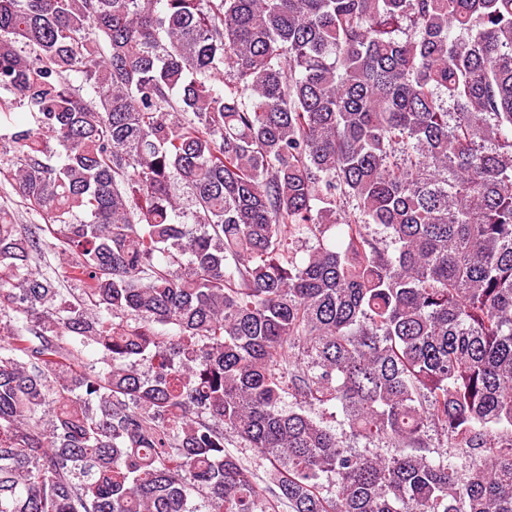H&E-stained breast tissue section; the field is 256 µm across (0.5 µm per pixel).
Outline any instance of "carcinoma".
<instances>
[{
    "label": "carcinoma",
    "instance_id": "obj_1",
    "mask_svg": "<svg viewBox=\"0 0 512 512\" xmlns=\"http://www.w3.org/2000/svg\"><path fill=\"white\" fill-rule=\"evenodd\" d=\"M0 88V512H512V0H0ZM0 204H7L15 212L16 224H34L37 217L32 216L24 207L20 197L15 193L8 183L1 180L0 183Z\"/></svg>",
    "mask_w": 512,
    "mask_h": 512
}]
</instances>
